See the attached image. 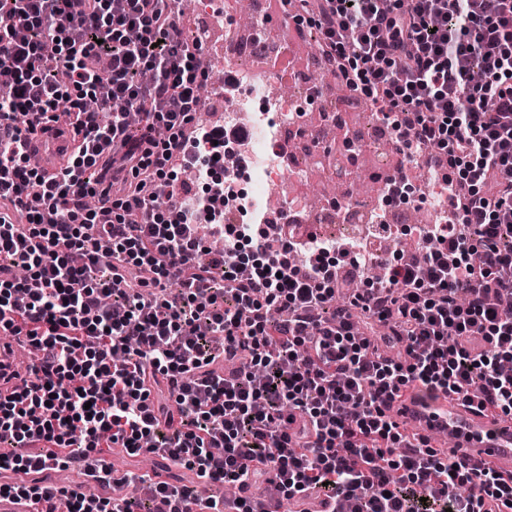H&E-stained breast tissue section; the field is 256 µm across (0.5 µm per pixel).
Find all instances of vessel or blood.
<instances>
[{"mask_svg": "<svg viewBox=\"0 0 512 512\" xmlns=\"http://www.w3.org/2000/svg\"><path fill=\"white\" fill-rule=\"evenodd\" d=\"M73 131L50 121L29 134L26 152L37 157L45 176L57 175L66 167L75 151ZM26 351L23 338L0 341V399L12 398L30 384L31 378L22 356ZM392 409L404 421L408 432L436 430L441 454L466 458L505 475L512 474V427L500 425L477 408L448 398L446 393L433 396L407 391L397 398Z\"/></svg>", "mask_w": 512, "mask_h": 512, "instance_id": "b4317fda", "label": "vessel or blood"}]
</instances>
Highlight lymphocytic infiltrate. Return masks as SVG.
I'll return each instance as SVG.
<instances>
[{
	"instance_id": "1",
	"label": "lymphocytic infiltrate",
	"mask_w": 512,
	"mask_h": 512,
	"mask_svg": "<svg viewBox=\"0 0 512 512\" xmlns=\"http://www.w3.org/2000/svg\"><path fill=\"white\" fill-rule=\"evenodd\" d=\"M297 2L391 131L387 186L422 167L447 194L419 257L369 250L386 223L294 235L228 193L233 169L173 174L224 163L223 124L195 121L206 75L177 0H0V199L27 211L0 222V327L41 350L32 389L0 401V494L33 512H255L210 489L263 478L332 512H512V477L406 438L389 409L421 388L512 417V0ZM63 98L80 141L47 178L20 141ZM99 192L110 207L86 205ZM347 270L360 286L341 303ZM117 444L199 487L129 472L140 494L115 503L46 482L77 451L111 482Z\"/></svg>"
}]
</instances>
